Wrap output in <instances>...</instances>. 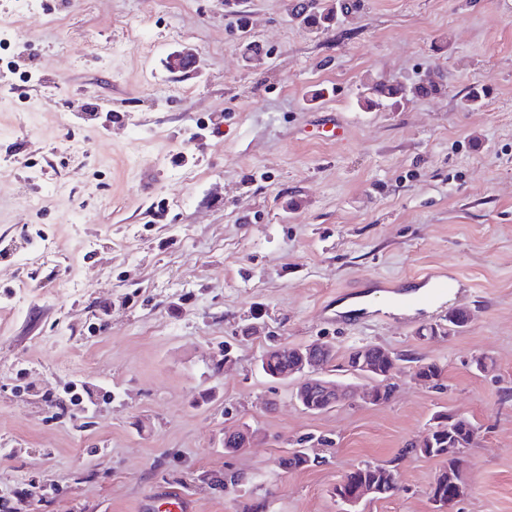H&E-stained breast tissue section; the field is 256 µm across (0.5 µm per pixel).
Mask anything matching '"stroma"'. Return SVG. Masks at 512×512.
<instances>
[{"label": "stroma", "instance_id": "1", "mask_svg": "<svg viewBox=\"0 0 512 512\" xmlns=\"http://www.w3.org/2000/svg\"><path fill=\"white\" fill-rule=\"evenodd\" d=\"M290 9L0 0V512H166L173 491L187 512H340L347 471L448 410L479 430L464 498L435 503L420 457L358 512H512V0H361L318 31ZM186 46L197 74L169 73ZM436 72L437 95L364 106L369 81ZM330 113L343 140L311 134ZM423 270L462 288L395 313ZM320 339L356 396L312 414L258 360ZM369 344L402 357L378 406L346 369ZM300 445L313 465L280 469Z\"/></svg>", "mask_w": 512, "mask_h": 512}]
</instances>
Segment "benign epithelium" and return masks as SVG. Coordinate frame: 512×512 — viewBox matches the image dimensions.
Segmentation results:
<instances>
[{"label": "benign epithelium", "instance_id": "7a95c632", "mask_svg": "<svg viewBox=\"0 0 512 512\" xmlns=\"http://www.w3.org/2000/svg\"><path fill=\"white\" fill-rule=\"evenodd\" d=\"M198 53L190 48L174 51L167 56L166 66L174 73L186 72L197 67ZM291 365L287 375L303 376L302 381L294 388V397L304 410L310 413H322L330 410L348 398V388L325 376L328 365L333 361L334 347L327 342H315L303 346H290ZM351 373L368 380L363 389V399L366 403L378 405L382 403L380 386L398 385V363L393 358L386 359L385 366L380 368L364 353L354 356V367ZM232 452H239L250 447L253 433L247 428L236 429L229 433ZM467 489L466 478L459 476L453 480L451 495L438 500L439 504L451 505L462 499ZM375 495V490L359 487L348 496L339 500L351 507Z\"/></svg>", "mask_w": 512, "mask_h": 512}]
</instances>
